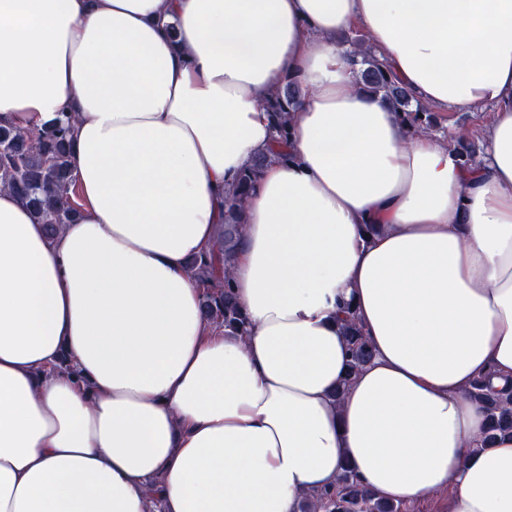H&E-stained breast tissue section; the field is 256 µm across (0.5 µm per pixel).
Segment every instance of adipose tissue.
<instances>
[{"mask_svg": "<svg viewBox=\"0 0 512 512\" xmlns=\"http://www.w3.org/2000/svg\"><path fill=\"white\" fill-rule=\"evenodd\" d=\"M356 26L415 100L493 107L479 161L359 89ZM287 76L315 94L247 198L243 339L188 262ZM63 112L77 221L0 190V512H302L346 465L512 512V436L476 447L468 394L512 389V0H0V121ZM349 311L374 357L339 401Z\"/></svg>", "mask_w": 512, "mask_h": 512, "instance_id": "adipose-tissue-1", "label": "adipose tissue"}]
</instances>
